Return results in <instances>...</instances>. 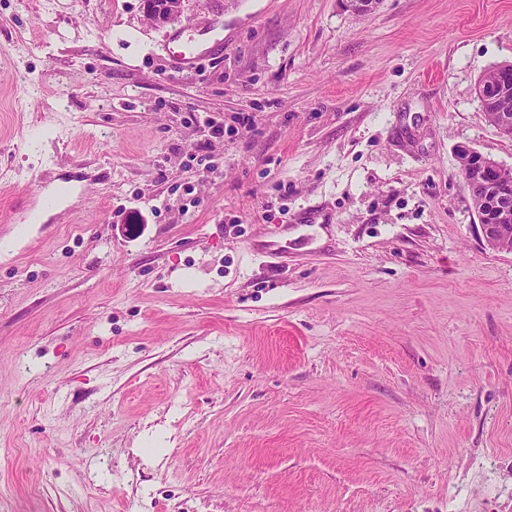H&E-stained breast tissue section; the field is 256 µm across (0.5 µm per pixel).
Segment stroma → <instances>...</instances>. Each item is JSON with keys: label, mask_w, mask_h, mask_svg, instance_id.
I'll list each match as a JSON object with an SVG mask.
<instances>
[{"label": "stroma", "mask_w": 512, "mask_h": 512, "mask_svg": "<svg viewBox=\"0 0 512 512\" xmlns=\"http://www.w3.org/2000/svg\"><path fill=\"white\" fill-rule=\"evenodd\" d=\"M504 63L512 0H0V512H512ZM151 1L158 0H144V8L156 26H167L180 19L184 0H159L165 1L162 9H157ZM501 70L504 71V76L511 72L510 76H507L503 82L492 91V88L486 89V87H477L476 94L479 99L481 106L486 113L489 121L497 128L499 133L508 138H512V96L511 94L506 98L502 99L498 103L500 110L505 112H492L490 106L501 96L510 93L512 91V68L510 66H501ZM507 112H510L507 113ZM458 160L459 173L465 183L480 184L484 188L483 193L479 185L472 186L470 199L474 210L479 214L484 207L485 195L486 212L479 219L485 242L494 250L501 249L499 238L504 246L511 247L512 171L502 168L500 172L502 166L498 162L467 147L458 150ZM501 225L505 226L497 232V238L495 230Z\"/></svg>", "instance_id": "1"}]
</instances>
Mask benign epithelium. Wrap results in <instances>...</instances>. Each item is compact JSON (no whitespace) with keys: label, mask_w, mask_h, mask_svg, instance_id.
I'll use <instances>...</instances> for the list:
<instances>
[{"label":"benign epithelium","mask_w":512,"mask_h":512,"mask_svg":"<svg viewBox=\"0 0 512 512\" xmlns=\"http://www.w3.org/2000/svg\"><path fill=\"white\" fill-rule=\"evenodd\" d=\"M184 0H165L164 8H157L151 0H144V8L157 26H167L177 22L183 12ZM512 92V78H505L495 90L476 88L477 98L489 121L499 133L512 138V115L507 112H493L490 106L501 96ZM459 173L465 183L480 184L484 188L486 212L479 219L483 237L487 245L497 250L501 248L495 230L512 223V183L499 176L501 165L483 154L463 147L458 150Z\"/></svg>","instance_id":"benign-epithelium-1"}]
</instances>
